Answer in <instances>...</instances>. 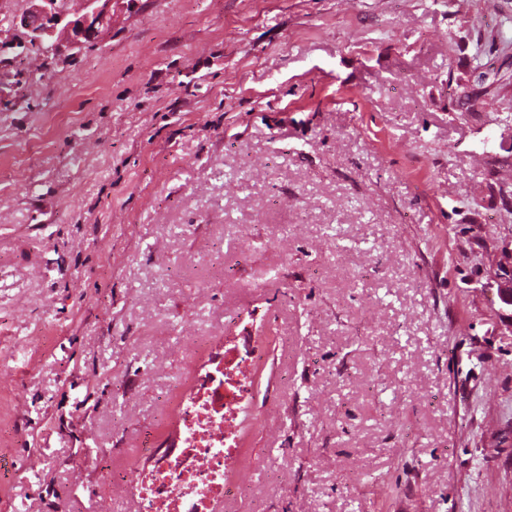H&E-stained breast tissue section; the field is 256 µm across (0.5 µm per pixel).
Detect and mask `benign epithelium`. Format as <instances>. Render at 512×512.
Listing matches in <instances>:
<instances>
[{
  "instance_id": "1",
  "label": "benign epithelium",
  "mask_w": 512,
  "mask_h": 512,
  "mask_svg": "<svg viewBox=\"0 0 512 512\" xmlns=\"http://www.w3.org/2000/svg\"><path fill=\"white\" fill-rule=\"evenodd\" d=\"M112 24V0H82L81 12L70 15L58 0H31V7L20 17L27 43L47 44L60 52H79L96 43Z\"/></svg>"
}]
</instances>
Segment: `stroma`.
<instances>
[{
  "instance_id": "35a3bbf8",
  "label": "stroma",
  "mask_w": 512,
  "mask_h": 512,
  "mask_svg": "<svg viewBox=\"0 0 512 512\" xmlns=\"http://www.w3.org/2000/svg\"><path fill=\"white\" fill-rule=\"evenodd\" d=\"M0 0V512H139L262 328L220 512H512V0ZM58 2L31 0V7L19 20L29 45L48 44L57 52H79L96 43L112 24V0H83L81 12L72 17Z\"/></svg>"
}]
</instances>
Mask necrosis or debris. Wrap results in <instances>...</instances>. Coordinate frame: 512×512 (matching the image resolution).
I'll list each match as a JSON object with an SVG mask.
<instances>
[{
    "instance_id": "4bbe7bcc",
    "label": "necrosis or debris",
    "mask_w": 512,
    "mask_h": 512,
    "mask_svg": "<svg viewBox=\"0 0 512 512\" xmlns=\"http://www.w3.org/2000/svg\"><path fill=\"white\" fill-rule=\"evenodd\" d=\"M257 353L245 326L210 353L182 403L174 438L153 450L148 470L129 480L146 512H216L226 498Z\"/></svg>"
}]
</instances>
